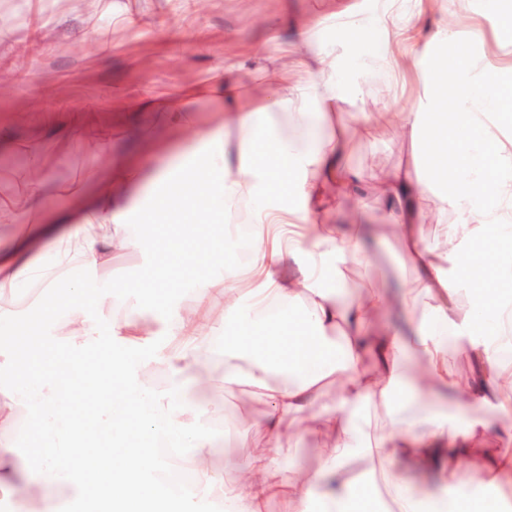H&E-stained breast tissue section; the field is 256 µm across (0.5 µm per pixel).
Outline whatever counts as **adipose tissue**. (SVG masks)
I'll return each instance as SVG.
<instances>
[{
  "mask_svg": "<svg viewBox=\"0 0 512 512\" xmlns=\"http://www.w3.org/2000/svg\"><path fill=\"white\" fill-rule=\"evenodd\" d=\"M427 52L420 44L411 50L432 75L420 102L400 115L381 103L361 113L354 127L361 134L398 123L425 145L371 187L386 203L404 260L417 275L420 299L403 302L412 337L373 332L382 296L344 302L336 291L344 267L365 260L357 235H338L329 218L335 196L352 195L360 181L342 162L334 124L337 101L361 87L343 81L308 48L300 59L311 75L306 83L286 84L272 64L264 74L265 96L244 110L228 107L223 126L238 132L233 147L219 135L204 138L219 178L189 169L157 204L132 205L112 190L129 180L120 168L75 211L16 225L0 246V325L6 329L0 337V487L13 485L25 469L46 491L32 512H66L55 494L62 484L102 512H184L146 480L159 460L155 441L161 437L192 459L193 499H223L224 512H266L279 496L288 498L290 512H369L377 497L384 512H512V362L503 356L504 345L512 344V138L482 127L487 115L512 122V78L493 67L477 76L466 63L449 65L444 55L431 61ZM296 99L306 102L296 112L306 132L301 141L271 125L273 114ZM429 178L444 187L440 209L458 216L456 223L437 225L431 240L418 207ZM270 196L277 204H267ZM236 199L254 204L249 262L201 280L192 308L173 313L170 332L178 343L168 358L181 383L199 389L208 378L198 366L213 337L232 330L225 339L224 385L245 388L268 411L261 447L228 484L210 462L212 438L202 430L209 398L178 403L144 391L123 351L89 358L99 322L88 315L73 271L106 268L136 249L139 239L129 230L136 224L160 244L155 267L133 287L159 295L173 279L197 275L211 262L209 251L186 241L212 238L225 203ZM287 260L297 273L283 281L275 271ZM35 282L47 290L41 320L62 310L68 315L59 327L67 338V370L55 368L57 350L43 335L30 344L27 359L18 357L22 299ZM452 350L469 359L466 373L450 366ZM414 356L423 361L426 384L408 373ZM331 388L336 398L313 424L326 429L332 444L318 472H291L282 453L298 447L303 433L282 423ZM441 390L478 407V414L462 420L432 403L414 419L394 406L399 393L421 398ZM22 407L34 414L39 447L18 445ZM375 407L391 416L389 434L369 433ZM354 458L370 464L367 489L345 474ZM407 465L432 474L434 485L403 477ZM467 470L490 496L463 494Z\"/></svg>",
  "mask_w": 512,
  "mask_h": 512,
  "instance_id": "ef3b65f1",
  "label": "adipose tissue"
}]
</instances>
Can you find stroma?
<instances>
[{"instance_id":"35a3bbf8","label":"stroma","mask_w":512,"mask_h":512,"mask_svg":"<svg viewBox=\"0 0 512 512\" xmlns=\"http://www.w3.org/2000/svg\"><path fill=\"white\" fill-rule=\"evenodd\" d=\"M391 9L396 15L384 35L376 20ZM500 11L498 0H432L423 15L417 0H0V238L12 233V206H30L33 222L43 212L68 211L77 195L104 178L108 162L145 177L179 166L208 169L207 152L180 157L176 147L217 133L225 77L237 81L242 100H250L263 89L269 58L277 57L286 82H304L307 75L296 64L304 38L360 82L362 95L337 107L339 124L350 126L357 113L374 111L385 100L403 112L422 92L415 64L408 60L394 69L376 56L375 40L388 38L398 55L409 23H419L426 34L443 20L465 44L473 69L489 58L509 68L512 38L496 30ZM356 26L369 30V41L350 38ZM477 28L484 43L469 41ZM139 96L153 98L154 108H132ZM177 107L191 113V127H171L167 111ZM417 149L398 126L375 128L351 139L345 162L367 186ZM244 215L243 206H227L212 244L217 257L205 276H224L236 262L232 227ZM333 222L343 234L358 230L370 257L369 265L346 270V298L379 293L387 305L377 326L408 333L401 302L415 274L403 260L385 203L367 190L335 200ZM155 254L149 240L104 271L77 276L88 297L110 292L108 318L123 320L134 309L152 323L151 343L128 358L140 385L166 394L175 387L164 360L169 313L192 307L198 283L176 280L158 299L128 291ZM217 397L203 427L219 430L211 463L230 481L249 447L261 441L257 424L267 408L239 392Z\"/></svg>"}]
</instances>
